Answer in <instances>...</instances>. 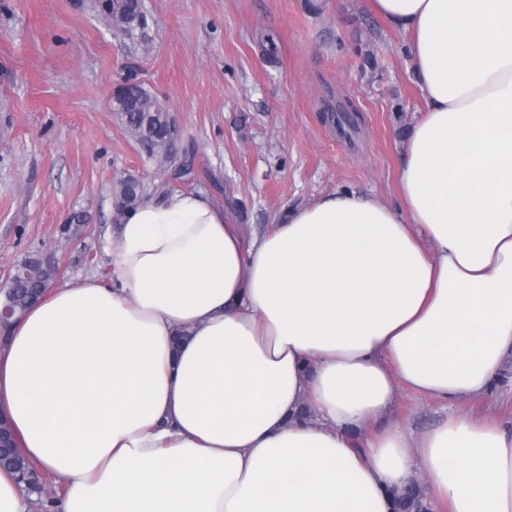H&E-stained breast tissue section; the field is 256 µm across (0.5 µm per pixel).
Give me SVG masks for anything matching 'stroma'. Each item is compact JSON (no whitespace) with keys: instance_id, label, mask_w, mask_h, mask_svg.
I'll return each mask as SVG.
<instances>
[{"instance_id":"obj_1","label":"stroma","mask_w":512,"mask_h":512,"mask_svg":"<svg viewBox=\"0 0 512 512\" xmlns=\"http://www.w3.org/2000/svg\"><path fill=\"white\" fill-rule=\"evenodd\" d=\"M144 26L112 28L97 0H0V282L88 217L57 256L60 282L108 278L115 183L201 191L244 239L337 189L400 202L402 146L423 99L408 38L370 0H142ZM126 77L164 99L190 174L157 170L110 100ZM344 105L350 121L330 110ZM512 429V379L442 403L401 391L388 419L414 433L446 413Z\"/></svg>"}]
</instances>
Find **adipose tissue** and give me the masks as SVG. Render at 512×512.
Returning <instances> with one entry per match:
<instances>
[{"instance_id": "adipose-tissue-1", "label": "adipose tissue", "mask_w": 512, "mask_h": 512, "mask_svg": "<svg viewBox=\"0 0 512 512\" xmlns=\"http://www.w3.org/2000/svg\"><path fill=\"white\" fill-rule=\"evenodd\" d=\"M424 109L400 206L337 190L244 241L203 193L118 217L0 340V416L60 512H512V430L413 434L400 390L486 394L512 350V0H371Z\"/></svg>"}]
</instances>
